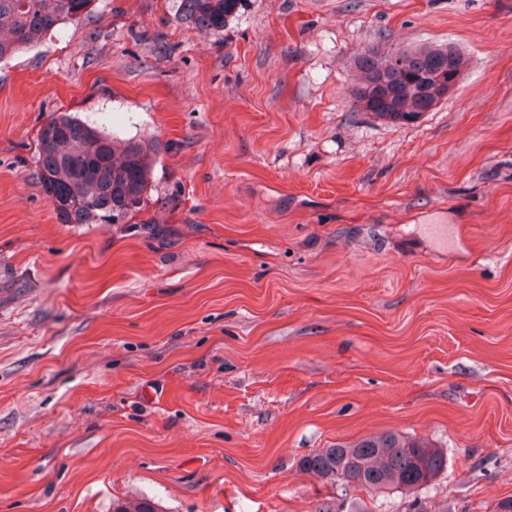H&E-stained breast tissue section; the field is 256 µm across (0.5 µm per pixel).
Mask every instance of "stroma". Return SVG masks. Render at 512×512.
Instances as JSON below:
<instances>
[{
    "label": "stroma",
    "instance_id": "35a3bbf8",
    "mask_svg": "<svg viewBox=\"0 0 512 512\" xmlns=\"http://www.w3.org/2000/svg\"><path fill=\"white\" fill-rule=\"evenodd\" d=\"M455 46L433 111H357L366 47ZM56 112L161 144L144 210L65 224ZM398 431L415 495L301 470ZM512 497V0H94L0 62V512H492ZM240 0H180V20L197 31L210 34L224 30Z\"/></svg>",
    "mask_w": 512,
    "mask_h": 512
}]
</instances>
